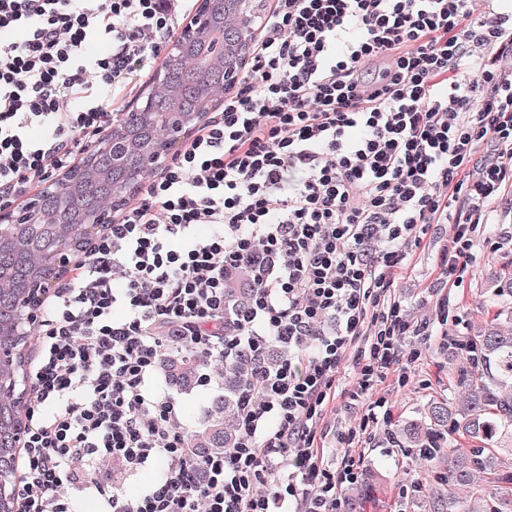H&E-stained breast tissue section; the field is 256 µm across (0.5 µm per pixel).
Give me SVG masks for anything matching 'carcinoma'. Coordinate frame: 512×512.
I'll return each instance as SVG.
<instances>
[{
    "label": "carcinoma",
    "instance_id": "carcinoma-1",
    "mask_svg": "<svg viewBox=\"0 0 512 512\" xmlns=\"http://www.w3.org/2000/svg\"><path fill=\"white\" fill-rule=\"evenodd\" d=\"M232 0H212L208 32L193 43L182 45L179 59L162 65L149 85L154 106L148 112L132 110L119 124L112 125L110 142L87 165L95 176L79 194L58 192L46 203L48 224H0V349L14 350L12 358L0 361V512H12L16 454L13 436L19 409L16 391L26 374L27 352L21 342L35 339L28 322L17 321V309L27 283L49 273L56 254L83 245L86 225L83 215L90 209L126 197L148 175L136 164L137 152L153 148L164 135L162 124L174 110L192 115L206 103L221 98L226 67L245 56L246 45L239 31L255 27L256 12L235 14ZM139 151H134L131 144ZM249 269L237 270L224 288V333L235 330V319L247 311L252 291L247 288ZM488 287L497 296L512 298V261L495 270ZM25 336H16L18 332ZM467 346L487 376L461 373L458 384L469 387L458 403L432 402L424 419L413 420L389 435L403 448L420 455L433 481L418 477L408 480L409 493L399 512H474L475 503L458 494V488L474 483L477 476H491L494 483L508 485L504 495L493 488L478 487L484 512H512V471L498 456L500 440L512 436V309L498 310L487 318ZM282 349L273 341L259 351L241 346L223 361L224 381L202 425L194 428L187 448L198 460L218 455L237 445L241 438L242 391L277 363ZM206 357L188 349L175 348L161 360L162 370L180 391L200 386ZM457 434L467 444L447 448L448 437ZM375 493V485L361 481L348 497L349 512H360Z\"/></svg>",
    "mask_w": 512,
    "mask_h": 512
}]
</instances>
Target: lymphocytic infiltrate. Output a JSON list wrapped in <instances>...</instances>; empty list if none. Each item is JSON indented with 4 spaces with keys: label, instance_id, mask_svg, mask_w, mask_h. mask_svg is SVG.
I'll use <instances>...</instances> for the list:
<instances>
[{
    "label": "lymphocytic infiltrate",
    "instance_id": "1",
    "mask_svg": "<svg viewBox=\"0 0 512 512\" xmlns=\"http://www.w3.org/2000/svg\"><path fill=\"white\" fill-rule=\"evenodd\" d=\"M490 0H270L219 112L88 242L34 313L17 512H344L354 449L387 414L426 335L396 293L409 243L450 234L460 283L480 225L512 192V13ZM196 0H0V210L72 166L125 109ZM207 234H200V227ZM251 305L224 333L229 272ZM276 342L236 448L197 461L157 381L172 344ZM364 415L321 422L346 370ZM163 466L128 496L99 471Z\"/></svg>",
    "mask_w": 512,
    "mask_h": 512
}]
</instances>
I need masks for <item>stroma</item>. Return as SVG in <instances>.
<instances>
[{"label": "stroma", "instance_id": "obj_1", "mask_svg": "<svg viewBox=\"0 0 512 512\" xmlns=\"http://www.w3.org/2000/svg\"><path fill=\"white\" fill-rule=\"evenodd\" d=\"M447 234V226H438L430 230L420 246L408 249L409 268L399 282V293L415 319L428 324L429 335L420 346L422 355L406 385H399L391 376L378 387L391 406L390 419L374 428L371 447L355 452L360 468L374 472L377 478V492L365 512H397L403 478L426 474L427 466L419 456L406 454L390 443L388 429L419 418L431 400L460 397L458 377L461 371H472L473 366L457 344L469 335L471 325L489 306V273L512 260V211L505 209L499 223L480 230L474 249L476 260L464 272L459 287L443 289L438 282L437 260ZM443 294L449 299L448 320L444 323L436 310V301Z\"/></svg>", "mask_w": 512, "mask_h": 512}]
</instances>
